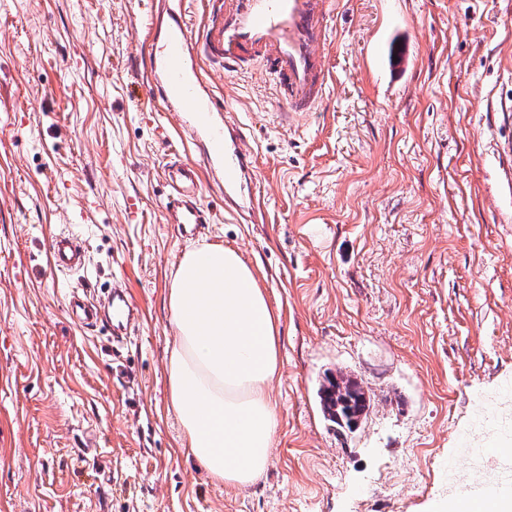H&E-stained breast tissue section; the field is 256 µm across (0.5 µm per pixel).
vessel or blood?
I'll list each match as a JSON object with an SVG mask.
<instances>
[{
  "mask_svg": "<svg viewBox=\"0 0 512 512\" xmlns=\"http://www.w3.org/2000/svg\"><path fill=\"white\" fill-rule=\"evenodd\" d=\"M333 4L334 0H229L220 19L195 32L186 19L183 0H164L162 19L153 33L162 45L152 55L148 92L164 100L188 138L204 141L202 165L223 187L225 200L238 196L254 161L243 146L242 127L224 119L225 107L199 73L198 58L234 72L248 61L260 64L289 116L303 115L316 108L325 91L323 45ZM197 167L185 163L173 169L176 194L165 204L170 223L185 234L209 221L194 200L200 181ZM51 255L61 273L85 265L79 243L68 234L55 239ZM109 317L113 336L127 335L135 309L125 291L113 290Z\"/></svg>",
  "mask_w": 512,
  "mask_h": 512,
  "instance_id": "obj_1",
  "label": "vessel or blood"
}]
</instances>
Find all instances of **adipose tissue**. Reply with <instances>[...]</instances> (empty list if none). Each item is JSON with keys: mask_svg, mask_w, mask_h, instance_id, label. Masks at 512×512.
Masks as SVG:
<instances>
[{"mask_svg": "<svg viewBox=\"0 0 512 512\" xmlns=\"http://www.w3.org/2000/svg\"><path fill=\"white\" fill-rule=\"evenodd\" d=\"M174 329L167 406L182 446L212 481L255 483L273 446L277 413L267 388L279 369L280 315L235 249L185 250L166 288Z\"/></svg>", "mask_w": 512, "mask_h": 512, "instance_id": "1", "label": "adipose tissue"}]
</instances>
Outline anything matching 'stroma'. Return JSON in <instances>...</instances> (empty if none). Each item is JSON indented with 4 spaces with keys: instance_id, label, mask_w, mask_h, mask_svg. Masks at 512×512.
<instances>
[{
    "instance_id": "1",
    "label": "stroma",
    "mask_w": 512,
    "mask_h": 512,
    "mask_svg": "<svg viewBox=\"0 0 512 512\" xmlns=\"http://www.w3.org/2000/svg\"><path fill=\"white\" fill-rule=\"evenodd\" d=\"M152 2L0 0V512H439L512 490V0H339L333 79L287 121L261 67L202 65L265 206L202 184L213 221L190 239L165 165L201 155L142 88ZM62 232L83 270L54 272ZM194 239L238 249L281 314L277 428L247 487L210 480L167 406L165 288ZM116 282L142 312L120 345L68 307ZM338 372L370 396L352 430L319 406ZM467 443L496 469L450 482Z\"/></svg>"
}]
</instances>
